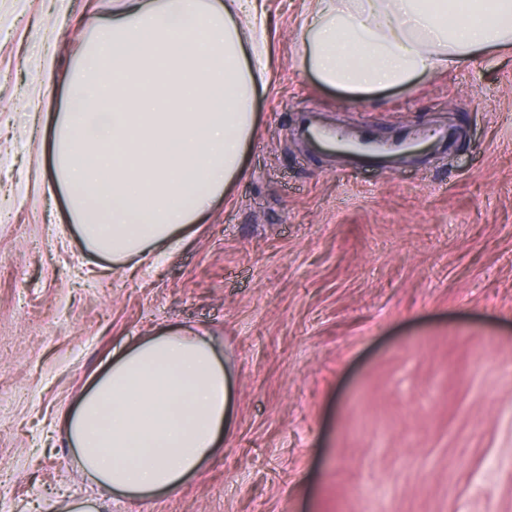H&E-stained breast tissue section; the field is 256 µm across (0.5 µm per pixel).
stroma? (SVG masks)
Wrapping results in <instances>:
<instances>
[{
	"label": "stroma",
	"mask_w": 512,
	"mask_h": 512,
	"mask_svg": "<svg viewBox=\"0 0 512 512\" xmlns=\"http://www.w3.org/2000/svg\"><path fill=\"white\" fill-rule=\"evenodd\" d=\"M273 49L246 174L173 253L113 270L47 186L87 0H0V512H512V48L355 96L300 65L303 0ZM421 137L398 170L304 140ZM456 127L451 149L425 140ZM168 326L232 370L221 450L174 491L93 485L57 427L113 351Z\"/></svg>",
	"instance_id": "35a3bbf8"
}]
</instances>
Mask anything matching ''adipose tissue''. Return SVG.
<instances>
[{
    "label": "adipose tissue",
    "mask_w": 512,
    "mask_h": 512,
    "mask_svg": "<svg viewBox=\"0 0 512 512\" xmlns=\"http://www.w3.org/2000/svg\"><path fill=\"white\" fill-rule=\"evenodd\" d=\"M46 134L51 180L113 269L173 251L245 173L272 64L257 0H112ZM301 64L352 94L407 87L512 47V0H306ZM232 421L213 338L171 327L113 353L59 420L100 487L148 499L198 472Z\"/></svg>",
    "instance_id": "1"
}]
</instances>
